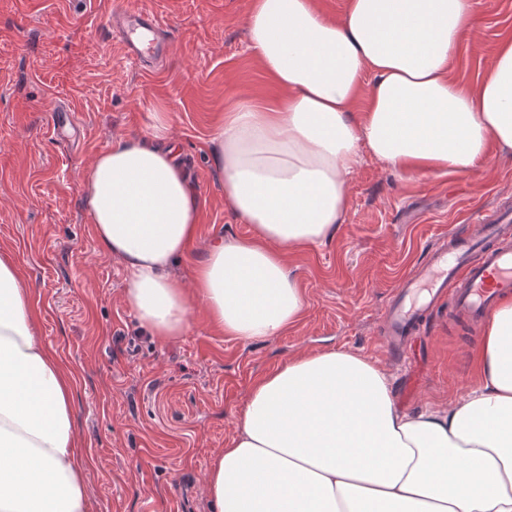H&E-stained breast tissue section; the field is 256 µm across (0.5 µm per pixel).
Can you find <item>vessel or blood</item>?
Returning <instances> with one entry per match:
<instances>
[{
  "mask_svg": "<svg viewBox=\"0 0 512 512\" xmlns=\"http://www.w3.org/2000/svg\"><path fill=\"white\" fill-rule=\"evenodd\" d=\"M108 27L136 64L148 67L169 48L160 19L115 0ZM512 294V205L480 212L474 230L429 249L426 260L406 277L388 305L380 326L387 347L399 352L406 337L419 331L439 301L473 321L485 319L498 300Z\"/></svg>",
  "mask_w": 512,
  "mask_h": 512,
  "instance_id": "b4317fda",
  "label": "vessel or blood"
}]
</instances>
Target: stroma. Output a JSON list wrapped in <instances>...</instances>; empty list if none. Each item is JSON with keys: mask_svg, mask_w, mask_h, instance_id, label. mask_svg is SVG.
<instances>
[{"mask_svg": "<svg viewBox=\"0 0 512 512\" xmlns=\"http://www.w3.org/2000/svg\"><path fill=\"white\" fill-rule=\"evenodd\" d=\"M169 28L163 69L128 60L107 37L112 0H0V251L33 288L39 339L74 375V424L88 461L90 512H210L204 476L229 444L259 377L303 352L339 348L377 359L400 404L462 399L477 382L480 325L433 314L400 359L378 335L382 311L427 247L468 234L472 212L512 197V155L462 176L409 173L363 155L335 236L289 251L305 298L279 336L243 341L215 329L201 308L181 337L141 328L122 295L126 271L104 254L83 202V171L119 136L149 135L168 113L180 160L200 199L193 244L176 271L189 278L202 244L249 236L224 201L211 140L225 109L276 103L244 20L252 0H131ZM476 26L449 74L474 87L503 39L512 0H472ZM77 113L55 126V105Z\"/></svg>", "mask_w": 512, "mask_h": 512, "instance_id": "stroma-1", "label": "stroma"}]
</instances>
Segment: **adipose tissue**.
<instances>
[{"label":"adipose tissue","instance_id":"obj_1","mask_svg":"<svg viewBox=\"0 0 512 512\" xmlns=\"http://www.w3.org/2000/svg\"><path fill=\"white\" fill-rule=\"evenodd\" d=\"M474 24L471 0H349L340 21L312 0H253L248 42L283 96L226 111L212 152L251 236H217L190 282L173 277L200 214L167 113L151 139H116L85 171L97 244L124 265L139 324L181 336L198 306L238 339L282 334L305 307L285 256L335 234L363 154L467 174L490 150L512 153V40L475 89L449 76ZM473 362L461 402L411 411L361 354L289 359L252 385L236 436L214 455L212 512H512V296L488 316ZM74 394L72 372L38 340L27 278L0 252V512H90Z\"/></svg>","mask_w":512,"mask_h":512}]
</instances>
